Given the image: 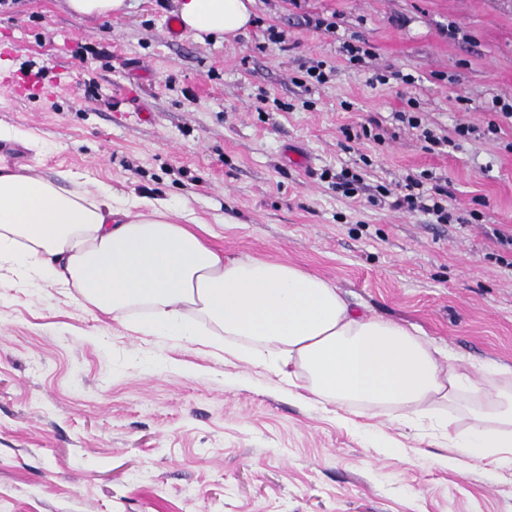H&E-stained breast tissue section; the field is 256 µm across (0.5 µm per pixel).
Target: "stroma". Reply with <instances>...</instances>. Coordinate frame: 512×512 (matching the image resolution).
<instances>
[{
    "mask_svg": "<svg viewBox=\"0 0 512 512\" xmlns=\"http://www.w3.org/2000/svg\"><path fill=\"white\" fill-rule=\"evenodd\" d=\"M174 10L0 8V166L188 201L225 257L323 277L512 388V269L488 237L512 229V118L492 109L512 102V0H254L230 43L170 37ZM312 61L332 66L325 84L304 83ZM372 121L378 138L345 137ZM424 173L461 223L382 196ZM455 455L441 427L385 409L342 424L261 366L142 335L52 283L0 288V512H512V481L444 466Z\"/></svg>",
    "mask_w": 512,
    "mask_h": 512,
    "instance_id": "obj_1",
    "label": "stroma"
}]
</instances>
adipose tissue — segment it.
Instances as JSON below:
<instances>
[{"instance_id": "ef3b65f1", "label": "adipose tissue", "mask_w": 512, "mask_h": 512, "mask_svg": "<svg viewBox=\"0 0 512 512\" xmlns=\"http://www.w3.org/2000/svg\"><path fill=\"white\" fill-rule=\"evenodd\" d=\"M253 0H176L181 27L226 42L253 20ZM188 207L132 200L116 190H65L28 168L0 167V271L74 289L95 310L125 323L141 313L148 336H191L187 318L205 319L240 358L292 383L304 370L308 393L342 423L354 408L388 407L416 428L467 394L480 407L466 432L448 431L461 455L512 472V392L472 372L442 366L440 350L413 327L352 306L333 283L299 267L225 258Z\"/></svg>"}]
</instances>
